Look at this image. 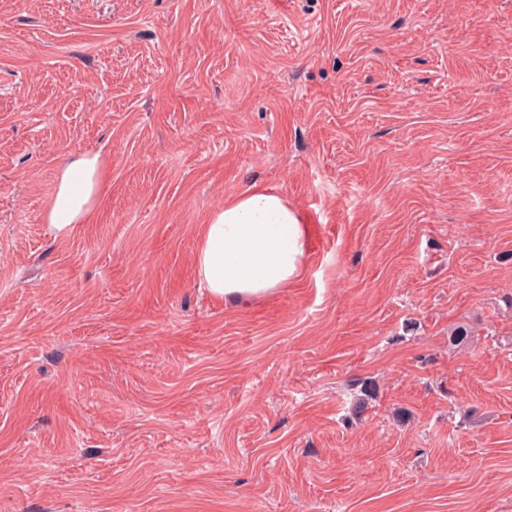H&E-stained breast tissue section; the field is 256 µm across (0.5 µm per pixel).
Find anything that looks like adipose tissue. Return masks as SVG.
<instances>
[{"label":"adipose tissue","instance_id":"adipose-tissue-1","mask_svg":"<svg viewBox=\"0 0 512 512\" xmlns=\"http://www.w3.org/2000/svg\"><path fill=\"white\" fill-rule=\"evenodd\" d=\"M104 183L99 155L61 167L45 222L68 235L85 223ZM306 248L301 215L280 191L251 186L213 210L195 257L199 284L215 297L244 302L274 292L299 274Z\"/></svg>","mask_w":512,"mask_h":512}]
</instances>
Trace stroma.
Here are the masks:
<instances>
[{
    "label": "stroma",
    "mask_w": 512,
    "mask_h": 512,
    "mask_svg": "<svg viewBox=\"0 0 512 512\" xmlns=\"http://www.w3.org/2000/svg\"><path fill=\"white\" fill-rule=\"evenodd\" d=\"M253 185L307 248L235 305ZM0 512H512V0H0ZM104 183L99 154L84 153L58 170L45 222L55 236H66L83 224L94 209ZM301 215L280 191L251 186L213 210L195 257L201 288L236 302L274 292L300 272Z\"/></svg>",
    "instance_id": "obj_1"
}]
</instances>
